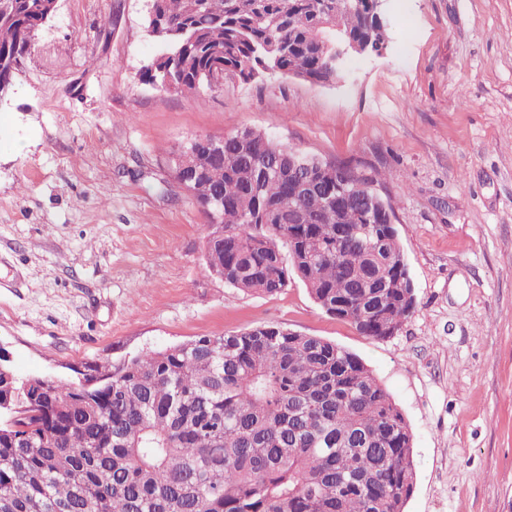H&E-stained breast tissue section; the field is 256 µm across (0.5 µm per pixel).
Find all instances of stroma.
Listing matches in <instances>:
<instances>
[{
	"label": "stroma",
	"mask_w": 512,
	"mask_h": 512,
	"mask_svg": "<svg viewBox=\"0 0 512 512\" xmlns=\"http://www.w3.org/2000/svg\"><path fill=\"white\" fill-rule=\"evenodd\" d=\"M391 42L330 86L266 75L196 93L143 72L146 0H61L0 103V349L74 382L144 350L261 324L356 353L413 434L406 512H512V0H390ZM116 23L102 28L103 17ZM251 128L389 171L416 306L385 340L213 274L173 177L198 136Z\"/></svg>",
	"instance_id": "35a3bbf8"
}]
</instances>
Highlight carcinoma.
<instances>
[{"label":"carcinoma","mask_w":512,"mask_h":512,"mask_svg":"<svg viewBox=\"0 0 512 512\" xmlns=\"http://www.w3.org/2000/svg\"><path fill=\"white\" fill-rule=\"evenodd\" d=\"M0 18V59L24 55L39 0ZM169 46L158 88L195 93L216 66L244 81L259 69L331 84L336 31L375 43L388 30L336 0H155ZM224 137L189 192L224 196V238L206 262L243 292L272 296L300 279L328 314L373 340L415 308L391 202L360 205L390 174L375 167L347 195L296 197L275 168L294 154L263 132ZM301 224L288 223L295 206ZM83 383L0 377V401L26 407L0 428V512H404L416 484L413 435L387 389L355 353L275 325L199 336L146 351Z\"/></svg>","instance_id":"carcinoma-1"}]
</instances>
